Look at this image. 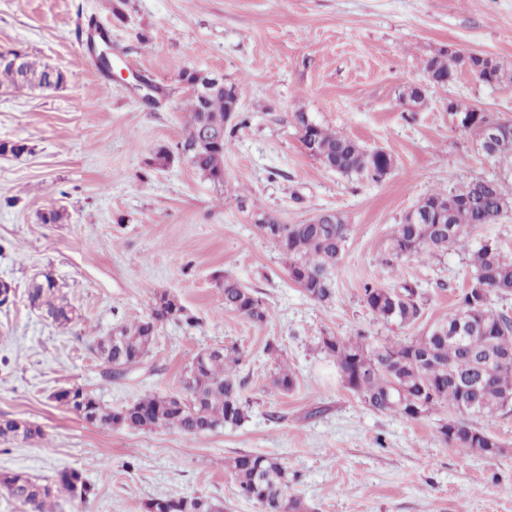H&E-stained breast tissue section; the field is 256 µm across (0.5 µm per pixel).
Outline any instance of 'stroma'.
<instances>
[{
  "label": "stroma",
  "instance_id": "1",
  "mask_svg": "<svg viewBox=\"0 0 512 512\" xmlns=\"http://www.w3.org/2000/svg\"><path fill=\"white\" fill-rule=\"evenodd\" d=\"M0 0V48L18 49L67 71L56 92L0 94V140L28 144L0 156V280L14 304L0 307V419L42 435L0 450V472L38 480L78 471L88 501L59 494L53 512H141L144 501L203 493L221 512H260L236 493L224 462L240 453L282 460L295 479L288 494L306 512H512V411L474 418L502 442L487 458L447 445L445 412L411 421L369 409L347 390L318 348L321 336L367 341L424 335L456 310L470 283L466 251L409 258L401 276L382 262L397 225L429 194L476 178L498 180L512 198V164L487 156L477 132L458 128L456 100L496 121L512 120V78L490 85L461 73L430 84L427 60L442 51L477 53L512 67V0ZM108 30L114 70L159 87L155 109L104 76L85 47L89 21ZM186 70L243 83L248 116L224 154L216 183L175 152L187 133ZM424 91L412 112L409 87ZM306 113L393 159L385 178L343 175L302 147L295 124ZM174 153L160 166L159 148ZM62 212L58 223L41 215ZM262 210L283 224L323 211L349 226L334 277L336 299H310L288 275V260L253 224ZM51 271L79 317L59 327L32 308L27 290ZM232 276L268 309L264 324L224 308ZM425 291L412 325L376 319L364 283L401 281ZM174 295L199 324L160 323L143 368L122 378L96 353L115 326ZM276 343L278 356L265 352ZM236 347L240 426L193 438L178 429L144 432L92 425L55 401L73 386L115 409L147 394L180 395L198 351ZM292 391L272 386L279 365Z\"/></svg>",
  "mask_w": 512,
  "mask_h": 512
}]
</instances>
